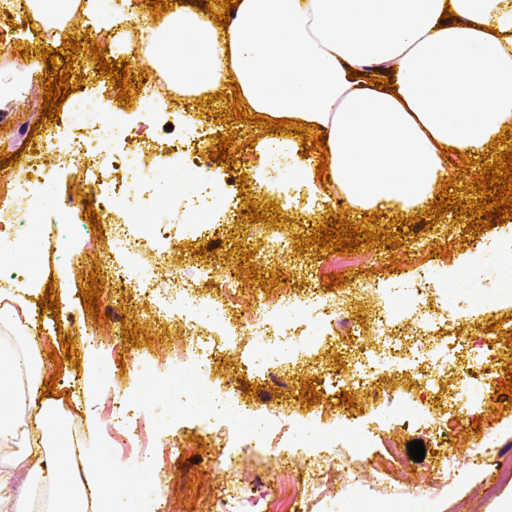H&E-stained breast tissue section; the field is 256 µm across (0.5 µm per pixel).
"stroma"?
<instances>
[{"instance_id": "obj_1", "label": "stroma", "mask_w": 512, "mask_h": 512, "mask_svg": "<svg viewBox=\"0 0 512 512\" xmlns=\"http://www.w3.org/2000/svg\"><path fill=\"white\" fill-rule=\"evenodd\" d=\"M45 78L30 79L11 63L0 62V153L17 154L22 147L37 149L47 136H58L75 125L76 117L61 112L58 120L39 122ZM235 104L231 93L211 98L208 94L180 96L161 91L159 97L138 94L125 106L129 139L158 141L163 145V162L147 163L146 178L138 187L140 202L101 222L66 226L58 221L61 201L82 199L90 192L73 170L51 168L37 213L31 223L0 227V241L8 243L12 253L1 271L19 267L34 273L42 284L38 298L44 297V285H53L59 305L66 314L56 321L40 305L30 307L37 316L36 333L41 338L45 374L59 372L55 387L56 404L66 420L69 440V467H76L88 455L101 457L106 473L112 474L124 492V505L136 512L147 504L150 512H231L228 493L234 489L253 490L262 485L265 500L256 502L255 512H271L272 504L285 493L289 480H301L314 464H322L329 481L320 498L305 503L295 501L287 512H337L340 506L378 508L379 512H412L425 503L428 512H504L512 504V483L498 484L492 457L482 449L491 445L512 454V406L493 399L484 409L480 429H473V417L457 414L447 456L454 461L442 492H435L442 456L437 455L431 430L410 433L391 422L390 401L408 396L421 411L433 417L446 413V393H463L464 387L447 378L443 392L427 388L424 381L398 370V358L408 356L407 348H395L390 333L373 342L377 378L369 384L350 388L354 406L341 403V394L330 385L337 369L347 376L361 372L357 362L339 365L335 350L320 347L310 355H299L297 362L277 365L273 375L255 381L254 392H247L244 361L261 357L276 341L284 345L311 343L323 330L321 311L314 303H284L286 294L317 285L319 295L334 294L343 300L344 315L360 325L378 295H365L363 283L379 281L399 287L409 286L420 269H428L431 298L448 307L455 329L460 330L462 349L450 355V362L475 361L483 354L484 344L505 342L507 328L500 322L512 318V305L504 294L512 288V274L489 263L480 245L496 239L512 242V220L475 233L467 232V223L453 213L431 226L423 222L402 223L403 244L398 248L372 245L356 254H335L308 243L313 229L324 220L339 215L358 225L349 207L305 193L301 184L307 176V161L319 160L318 151L306 150L297 133H276L270 146L259 148L265 135L261 125L233 121L228 117ZM191 123L207 131L200 147L208 154L218 147L222 136H234L240 151L233 166L217 165L221 175L213 209L207 223L185 226L181 213L170 204L172 195L185 202L195 200L198 185L190 180L185 166L175 161L180 145L182 124ZM260 173V182L240 185L241 175ZM259 207L275 204L276 222H252L249 202ZM169 225L163 247L146 244L142 259L132 272L136 280L154 286L153 270L162 266L173 270L169 296L198 277L199 268L211 269L216 280H228L236 287L242 315L236 321L239 342L236 350L215 351L212 360L199 364L190 350L196 339H209L212 315L199 309L193 319L175 316L167 305L148 297H132L107 278V267L116 261L117 246L112 227L129 225L132 232L147 233L148 223ZM290 234L288 251H278L269 240L277 234ZM251 239L249 250H241L244 239ZM448 245V257L435 256V248ZM207 248L199 256V248ZM255 265L260 285L247 287L244 268ZM103 280L99 317L86 313L80 289L86 288L90 274ZM343 276V285L328 288L329 275ZM274 311L289 330L276 338L272 330L257 321L260 307ZM136 328L149 336L148 341L130 343L124 328ZM73 337L71 349H64L62 337ZM169 364V375L128 373V366L140 357ZM120 375L121 392L137 406L136 419L146 424L155 439L164 446V461L151 479H144L141 460L133 453H113L112 432L116 423L109 405L112 401V377ZM95 382L101 393L94 406H87L83 391ZM313 382L320 402L303 401L306 382ZM234 387L233 401L246 409L267 403L269 408L289 416L290 424L253 434L250 421L239 418L224 425L207 412L209 401L222 397ZM96 425H89L88 416ZM235 433L246 446L237 452L232 468L224 466L227 433ZM423 441V461L410 458L407 445ZM277 456H270V448ZM397 449L395 462L386 470L375 464ZM190 456L181 464V456Z\"/></svg>"}]
</instances>
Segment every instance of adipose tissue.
Wrapping results in <instances>:
<instances>
[{
    "label": "adipose tissue",
    "mask_w": 512,
    "mask_h": 512,
    "mask_svg": "<svg viewBox=\"0 0 512 512\" xmlns=\"http://www.w3.org/2000/svg\"><path fill=\"white\" fill-rule=\"evenodd\" d=\"M28 8L47 47L74 14L102 17L101 0ZM131 48L166 90L214 95L234 81L251 112L317 125L329 169L315 191L359 211L426 209L449 177L444 149L477 158L512 128V0H240L217 34L196 11L133 17ZM43 366L38 343L0 346V447L15 438L17 410L38 403L15 461L52 482L48 512H116L100 457L62 476L66 423L39 397Z\"/></svg>",
    "instance_id": "ef3b65f1"
}]
</instances>
